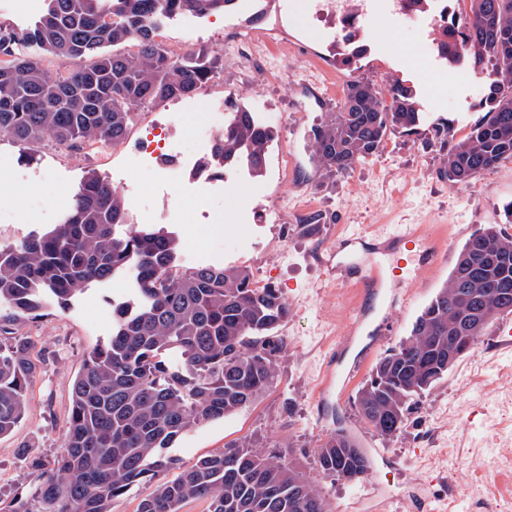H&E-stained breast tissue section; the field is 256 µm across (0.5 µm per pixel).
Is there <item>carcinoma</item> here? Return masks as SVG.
Wrapping results in <instances>:
<instances>
[{"label": "carcinoma", "instance_id": "obj_1", "mask_svg": "<svg viewBox=\"0 0 512 512\" xmlns=\"http://www.w3.org/2000/svg\"><path fill=\"white\" fill-rule=\"evenodd\" d=\"M448 6L433 39L436 53L486 85L476 105L482 116L466 135L456 138L451 120L434 127L443 151L438 175L468 186L512 158V0ZM232 8L233 0H49L45 15L26 28L0 23V137L16 143L25 161L46 141L82 151L125 140L137 109L189 96L224 69L223 59L204 48L170 54L156 40L166 20ZM341 25L336 63L353 72L369 48L355 22ZM125 43L135 50L109 51ZM46 56L59 63L56 73L44 67ZM424 122L408 81L395 78L380 89L351 79L337 111L312 128L316 169L328 178L344 175L376 155L389 135ZM273 140L255 112L233 104L202 166L260 177ZM127 217L123 195L90 172L60 223L0 244L1 436L23 418L38 370L24 323L131 267L135 281L133 301L115 305L112 336L88 353L73 380L69 427L53 471L39 474L34 494L13 499L4 512H111L114 499L152 481L157 485L137 512H181L192 500L208 502V512H327L316 480L290 448L228 445L160 480L178 468L167 453L177 438L273 387L285 348L279 330L290 310L274 286L252 287L245 269L178 263V239L161 224L119 233ZM503 313H512V235L488 224L463 244L409 336L378 359L358 389L363 421L384 438L400 435L414 399L448 374V347L465 356ZM467 319L465 339L454 340ZM316 465L324 476L358 482L371 460L338 426L318 446Z\"/></svg>", "mask_w": 512, "mask_h": 512}]
</instances>
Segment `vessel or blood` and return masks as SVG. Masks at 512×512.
Returning <instances> with one entry per match:
<instances>
[{
    "instance_id": "1",
    "label": "vessel or blood",
    "mask_w": 512,
    "mask_h": 512,
    "mask_svg": "<svg viewBox=\"0 0 512 512\" xmlns=\"http://www.w3.org/2000/svg\"><path fill=\"white\" fill-rule=\"evenodd\" d=\"M330 253L336 259L329 273L336 279L352 283L360 294L355 317L341 340L350 346L372 311L382 284H389L390 295L379 323L369 332L372 342H379L392 323L397 306L406 301L408 289L419 283L427 271L445 258L432 234L424 226H406L366 236L351 234L337 239Z\"/></svg>"
}]
</instances>
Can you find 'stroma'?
<instances>
[{"mask_svg": "<svg viewBox=\"0 0 512 512\" xmlns=\"http://www.w3.org/2000/svg\"><path fill=\"white\" fill-rule=\"evenodd\" d=\"M319 0H235L232 11L205 17L177 15L160 29L170 47L207 48L222 56L224 70L195 96L137 110L126 139L93 152L41 147L31 163L16 144L0 139V243H16L31 231L57 223L88 172L124 189L137 162V145L152 129L165 128L177 149L175 169L158 170L155 195L127 198L131 226L167 206L179 236V257L190 266L247 269L279 288L290 307L280 329L286 344L273 388L236 413L184 433L170 450L181 468L230 443L290 448L307 473H315L320 439L333 428L332 412L368 448L373 468L365 482L319 478L329 512H416L419 499L434 512H474L477 494L498 496L512 512V461L499 444L512 435V313L490 322L474 348L422 395L404 431L387 439L363 423L354 404L357 388L387 349L411 330L424 305L447 281L466 240L496 224L512 235L502 206L512 201V159L479 175L470 186L438 178L440 144L432 125L454 122L466 134L480 114L483 81L448 68L432 51L431 26L395 15L359 20L370 47L357 77L382 86L402 77L415 86L428 117L417 133H394L380 152L335 178H320L310 160L312 128L335 111L351 74L336 63L342 38ZM263 33L266 45L247 46L241 32ZM216 110L250 106L276 137L260 177L238 170L225 181L197 182L185 166L188 153L206 149L193 133L195 103ZM325 218L314 233L305 219ZM430 224L440 233L447 261L414 286L397 308L393 325L346 384L324 389L330 356L341 341L357 301L355 289L337 283L325 262L328 243L346 233ZM127 278L94 283L67 307L47 309L22 328L44 363L27 390L24 418L0 436V504L32 495L38 472H48L68 428L71 385L84 359L112 335V304L129 299Z\"/></svg>", "mask_w": 512, "mask_h": 512, "instance_id": "35a3bbf8", "label": "stroma"}]
</instances>
